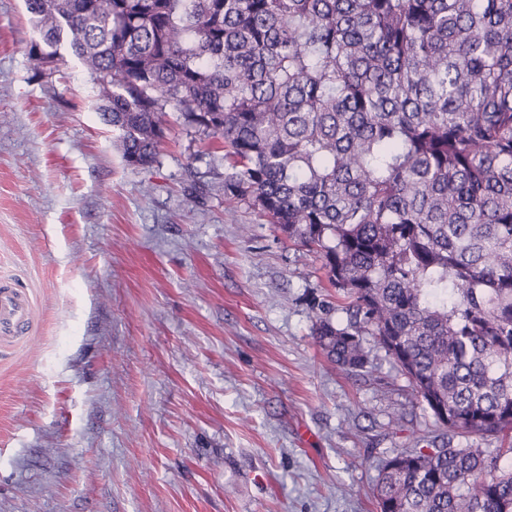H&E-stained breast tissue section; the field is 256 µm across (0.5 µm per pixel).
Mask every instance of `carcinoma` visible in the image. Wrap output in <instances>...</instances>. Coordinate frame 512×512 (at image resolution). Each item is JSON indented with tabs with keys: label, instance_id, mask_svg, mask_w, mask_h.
Segmentation results:
<instances>
[{
	"label": "carcinoma",
	"instance_id": "1",
	"mask_svg": "<svg viewBox=\"0 0 512 512\" xmlns=\"http://www.w3.org/2000/svg\"><path fill=\"white\" fill-rule=\"evenodd\" d=\"M25 5L35 77L69 40L127 167L171 123L224 140V194L350 299L316 323L330 362L371 336L406 376L442 432L385 461L379 512H512V0Z\"/></svg>",
	"mask_w": 512,
	"mask_h": 512
}]
</instances>
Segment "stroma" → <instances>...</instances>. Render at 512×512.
<instances>
[{"mask_svg":"<svg viewBox=\"0 0 512 512\" xmlns=\"http://www.w3.org/2000/svg\"><path fill=\"white\" fill-rule=\"evenodd\" d=\"M0 0V280L36 303L0 357V512H378L389 457L431 415L384 351L348 374L317 255L224 196V150L170 125L125 165L73 56L33 77Z\"/></svg>","mask_w":512,"mask_h":512,"instance_id":"1","label":"stroma"}]
</instances>
